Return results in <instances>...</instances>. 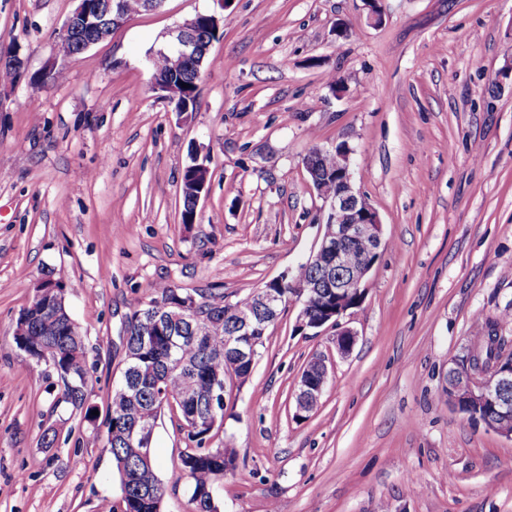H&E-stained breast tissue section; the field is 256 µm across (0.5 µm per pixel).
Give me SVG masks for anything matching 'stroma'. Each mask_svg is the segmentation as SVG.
Returning a JSON list of instances; mask_svg holds the SVG:
<instances>
[{"label": "stroma", "instance_id": "stroma-1", "mask_svg": "<svg viewBox=\"0 0 512 512\" xmlns=\"http://www.w3.org/2000/svg\"><path fill=\"white\" fill-rule=\"evenodd\" d=\"M76 6L0 0V48L31 73L56 66L42 87L0 85V512H101L122 496L104 427L16 344L38 281L64 284L87 403L105 410L125 322L155 286L233 301L308 259L325 216L304 160L339 143L384 242L342 320L355 343L342 356L335 329L297 330L294 305L270 326L212 433L237 451L223 510L512 512V438L448 402L450 362L512 304V0H379L376 24L366 0H165L55 59ZM219 10L197 107L175 111L145 56ZM196 157L211 181L185 224L181 175ZM315 356L329 384L298 422ZM184 450L162 414L164 512H194Z\"/></svg>", "mask_w": 512, "mask_h": 512}]
</instances>
